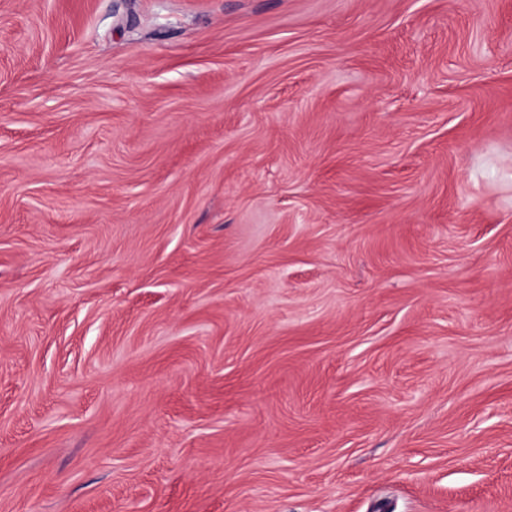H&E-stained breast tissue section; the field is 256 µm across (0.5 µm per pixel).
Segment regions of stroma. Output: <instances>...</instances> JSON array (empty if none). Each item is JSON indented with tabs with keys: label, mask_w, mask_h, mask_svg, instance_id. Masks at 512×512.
<instances>
[{
	"label": "stroma",
	"mask_w": 512,
	"mask_h": 512,
	"mask_svg": "<svg viewBox=\"0 0 512 512\" xmlns=\"http://www.w3.org/2000/svg\"><path fill=\"white\" fill-rule=\"evenodd\" d=\"M0 512H512V0H0Z\"/></svg>",
	"instance_id": "obj_1"
}]
</instances>
